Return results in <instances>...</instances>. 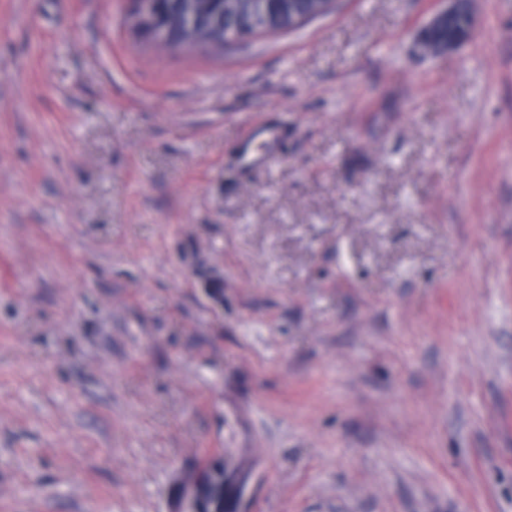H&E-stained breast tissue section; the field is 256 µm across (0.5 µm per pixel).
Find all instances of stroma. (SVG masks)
<instances>
[{
    "instance_id": "35a3bbf8",
    "label": "stroma",
    "mask_w": 512,
    "mask_h": 512,
    "mask_svg": "<svg viewBox=\"0 0 512 512\" xmlns=\"http://www.w3.org/2000/svg\"><path fill=\"white\" fill-rule=\"evenodd\" d=\"M160 51L0 0V512H512V0ZM270 167L239 161L254 122ZM456 1V8L453 13L448 15V12L453 9L455 1H451V6H446L445 8H442L439 11H437L432 16L426 27V30L434 27L446 15H448V18L436 29L434 33L435 38L444 45H448V43L461 44L464 40H467L471 35V30H469L471 19L470 1ZM444 45H432L425 43L424 48L431 55H440L452 51L456 48L455 46L452 45ZM263 137L266 143L265 151L254 153L246 144L241 153V163L245 166H265L271 163L277 156L278 144L280 141V132L277 128L270 125H259L253 131V138ZM224 490V469L204 465L200 474V492L203 496L195 509L199 512L211 511L214 503L218 511L221 509ZM229 482L224 495V512H248L254 490L249 487L248 475L228 468ZM178 485L181 487V492L172 497L169 512H191L190 507L197 498V490L191 474L182 478Z\"/></svg>"
}]
</instances>
